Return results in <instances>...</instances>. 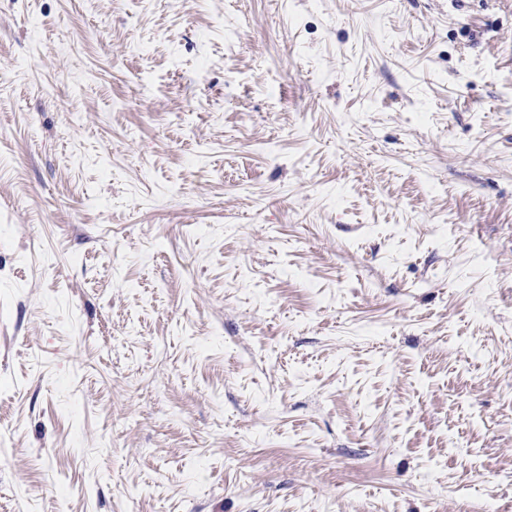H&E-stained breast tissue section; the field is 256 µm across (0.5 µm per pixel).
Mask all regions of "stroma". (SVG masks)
Wrapping results in <instances>:
<instances>
[{"label": "stroma", "mask_w": 512, "mask_h": 512, "mask_svg": "<svg viewBox=\"0 0 512 512\" xmlns=\"http://www.w3.org/2000/svg\"><path fill=\"white\" fill-rule=\"evenodd\" d=\"M0 512H512V0H0Z\"/></svg>", "instance_id": "obj_1"}]
</instances>
